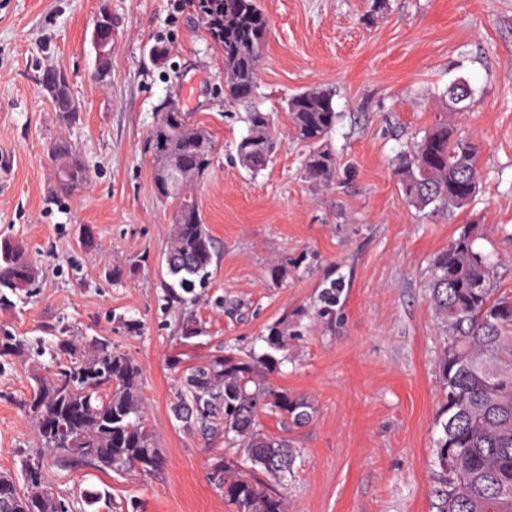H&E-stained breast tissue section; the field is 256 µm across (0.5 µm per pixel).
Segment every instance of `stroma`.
<instances>
[{"label":"stroma","instance_id":"1","mask_svg":"<svg viewBox=\"0 0 512 512\" xmlns=\"http://www.w3.org/2000/svg\"><path fill=\"white\" fill-rule=\"evenodd\" d=\"M261 0L271 20L251 105L224 99V57L189 0H0V237L19 241L39 268L30 297L0 309V323L35 340L108 336L142 369L145 425L162 470L121 475L52 464L49 484L66 512H232L213 470L224 437L182 427L169 365L205 363L219 350L263 352L268 325L298 321L288 360L268 382L308 395L313 421L294 430L301 450L288 480L294 512H436L434 441L442 399L438 363L451 333L430 303L435 257L474 223L502 259L498 290L512 294V0ZM112 13V82L92 73L93 23ZM64 70L82 109L69 125L37 77ZM465 79L466 111L443 92ZM323 88L340 117L328 136L339 170L309 179L307 146L290 136L287 101ZM179 99L215 142L211 174L197 191L220 253L195 302L165 309L160 264L171 209L153 191L142 141L160 98ZM269 112L281 138L261 170L240 165L249 107ZM449 120L481 147L480 191L463 210L419 214L394 172L398 153ZM68 139L89 187L60 192L48 150ZM92 234L94 248L83 245ZM282 265L284 278L270 270ZM124 269L120 281L109 271ZM337 283L335 321L317 311ZM144 323L141 335L115 318ZM202 336L184 343L182 321ZM48 366L0 360V472L20 473L39 438L20 404L32 373ZM98 492L88 506L86 492Z\"/></svg>","mask_w":512,"mask_h":512}]
</instances>
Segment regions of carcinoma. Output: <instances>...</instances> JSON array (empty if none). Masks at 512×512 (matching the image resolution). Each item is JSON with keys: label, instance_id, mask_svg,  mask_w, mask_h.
I'll list each match as a JSON object with an SVG mask.
<instances>
[{"label": "carcinoma", "instance_id": "carcinoma-1", "mask_svg": "<svg viewBox=\"0 0 512 512\" xmlns=\"http://www.w3.org/2000/svg\"><path fill=\"white\" fill-rule=\"evenodd\" d=\"M224 35L215 40L224 54V94L233 103L251 100L257 87L259 63L270 19L259 0H220ZM48 87L55 111L64 121L79 120L67 74L48 68L39 75ZM145 137L143 150L159 163L178 151L193 179L184 184L153 177L157 199L173 211L172 229L161 265L165 267V304L185 306L212 277L218 258L195 191L214 164L208 136H193L196 126L185 112H163ZM287 112L294 138L305 143V167L311 178L330 183L336 178L335 153L325 145L336 126L334 93L311 89L292 96ZM247 136L236 146L243 164L261 169L277 147V135L267 112L246 113ZM57 182L64 192L85 188L89 170L66 140L53 143ZM480 147L453 124L437 122L412 148L398 158L396 173L405 199L423 211L463 209L480 188ZM469 229L453 239L433 262L430 301L451 330V342L439 362L443 400L437 425L435 455L441 469L433 494L437 512H512V297L496 294L498 272L493 255L476 245ZM37 269L23 245L0 239V307L12 297L27 296L35 287ZM318 315L333 319L336 283L323 289ZM288 340V318L268 328L266 351L242 357L222 350L205 364L170 365L181 372L173 417L203 434L221 433L233 454L217 459L224 473V500L234 512H288L287 496L240 472L242 465L266 479L283 484L299 456L290 433L309 424L315 414L312 400L268 384L266 375L287 361L278 357ZM68 356L52 375L35 377L23 410L33 424L40 447L24 456L21 476L0 472L18 500L15 512H57L47 482L45 456H62L75 464L110 467L121 474L138 469L158 470L163 457L144 426L139 364L112 344L94 336L90 351L82 352L72 339L46 345L19 336L0 325V357ZM274 416L281 433L266 432L260 418Z\"/></svg>", "mask_w": 512, "mask_h": 512}]
</instances>
